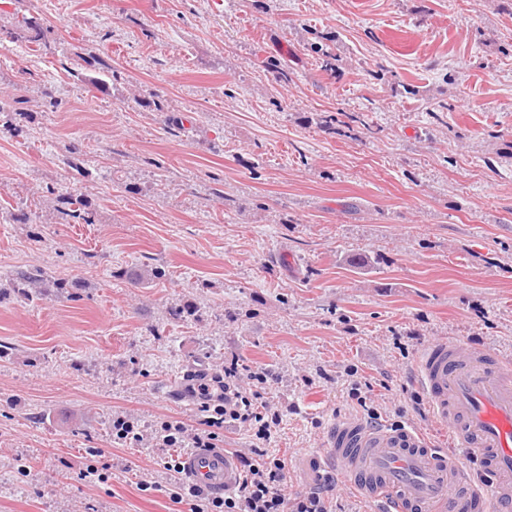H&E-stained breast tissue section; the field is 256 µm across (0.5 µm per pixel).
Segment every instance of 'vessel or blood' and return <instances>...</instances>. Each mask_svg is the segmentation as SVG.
I'll list each match as a JSON object with an SVG mask.
<instances>
[{"label": "vessel or blood", "mask_w": 512, "mask_h": 512, "mask_svg": "<svg viewBox=\"0 0 512 512\" xmlns=\"http://www.w3.org/2000/svg\"><path fill=\"white\" fill-rule=\"evenodd\" d=\"M415 373L457 449L431 448L410 426L347 416L326 432V462L345 470L360 497L382 512H512V359L441 339ZM469 448L479 451L492 495L469 477ZM180 465L191 484L217 497L232 494L239 481L236 457L218 447L187 449Z\"/></svg>", "instance_id": "1"}]
</instances>
